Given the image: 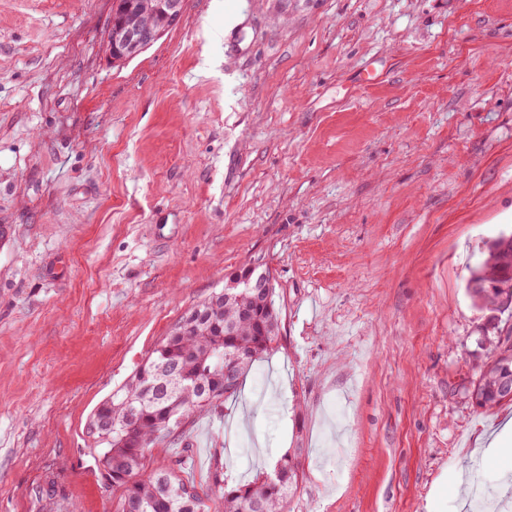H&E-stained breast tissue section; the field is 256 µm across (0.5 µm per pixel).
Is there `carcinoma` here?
<instances>
[{"instance_id":"cac0c4a2","label":"carcinoma","mask_w":512,"mask_h":512,"mask_svg":"<svg viewBox=\"0 0 512 512\" xmlns=\"http://www.w3.org/2000/svg\"><path fill=\"white\" fill-rule=\"evenodd\" d=\"M489 273L512 281V264L497 259V243L486 244L482 265L470 275ZM256 288L239 302H224V291L191 307L129 380L90 417L87 434L98 447L102 481L119 491L115 512H284L298 486L295 457L284 453L278 468L251 482H230L222 464L208 484L197 487L177 463L151 468L145 449L180 434L196 415L222 406L242 386L255 361L275 348L280 312ZM512 373V348L494 346L478 383L460 384L481 409L506 403L495 390L499 376Z\"/></svg>"}]
</instances>
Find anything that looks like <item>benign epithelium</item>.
I'll use <instances>...</instances> for the list:
<instances>
[{
  "mask_svg": "<svg viewBox=\"0 0 512 512\" xmlns=\"http://www.w3.org/2000/svg\"><path fill=\"white\" fill-rule=\"evenodd\" d=\"M183 5L184 0H140L129 17L113 20L106 44L109 62L125 63L155 43L179 20ZM254 272V267L250 266L231 275L224 285L225 297H240L244 289L251 287ZM468 288L480 301L492 296L496 309L507 311L512 308V285L509 283L472 279Z\"/></svg>",
  "mask_w": 512,
  "mask_h": 512,
  "instance_id": "7a95c632",
  "label": "benign epithelium"
}]
</instances>
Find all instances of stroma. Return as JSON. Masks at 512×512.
I'll return each mask as SVG.
<instances>
[{
	"mask_svg": "<svg viewBox=\"0 0 512 512\" xmlns=\"http://www.w3.org/2000/svg\"><path fill=\"white\" fill-rule=\"evenodd\" d=\"M112 0H0V512H113L90 415L179 318L268 268L277 349L146 450L299 462L286 512H479L512 405L458 392L512 318V0H185L115 67ZM497 243L496 238L486 244L483 252V264L481 266L475 264L471 270L469 278L477 273H489L494 276H500L512 281V264L500 262L497 259ZM468 288L471 294L480 301H484L488 295L492 296L494 299V308L496 309H499L501 311H507L509 309L511 310L512 308L511 283L472 279L468 283ZM469 296L473 305L478 309L490 313L495 312V309H493L489 305V302L484 301L483 303L480 304L476 300H474V298L470 294Z\"/></svg>",
	"mask_w": 512,
	"mask_h": 512,
	"instance_id": "obj_1",
	"label": "stroma"
}]
</instances>
